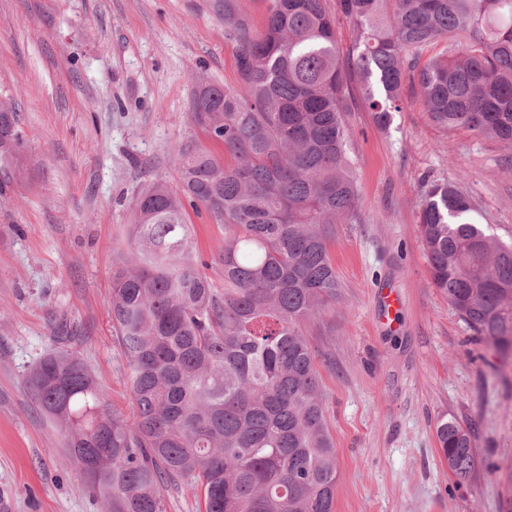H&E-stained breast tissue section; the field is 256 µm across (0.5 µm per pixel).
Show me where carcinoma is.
I'll use <instances>...</instances> for the list:
<instances>
[{
    "instance_id": "1",
    "label": "carcinoma",
    "mask_w": 512,
    "mask_h": 512,
    "mask_svg": "<svg viewBox=\"0 0 512 512\" xmlns=\"http://www.w3.org/2000/svg\"><path fill=\"white\" fill-rule=\"evenodd\" d=\"M254 30L224 0V39L241 85L202 80L190 120L231 162L178 150L180 184H145L129 251L112 270V326L133 413L111 410L74 353L43 357L27 379L65 429V448L108 512H165L180 482L198 512H333L337 461L319 354L303 328L336 303V224L355 222L358 185L343 113L357 96L381 126L402 109L413 70L431 122L512 145V0H336L353 26L342 58L324 0H267ZM444 51L417 67L423 50ZM0 125L22 140L14 104ZM224 225V287L203 273L186 206ZM433 184L419 206L431 280L475 336L512 354V240ZM448 472L469 477L472 430L443 419Z\"/></svg>"
}]
</instances>
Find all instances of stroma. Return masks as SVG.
Returning a JSON list of instances; mask_svg holds the SVG:
<instances>
[{
    "label": "stroma",
    "instance_id": "1",
    "mask_svg": "<svg viewBox=\"0 0 512 512\" xmlns=\"http://www.w3.org/2000/svg\"><path fill=\"white\" fill-rule=\"evenodd\" d=\"M202 79L240 84L218 0H0V96L25 132L0 170V512H106L26 380L47 353L75 351L129 411L112 265L142 183L178 186L184 145L224 155L189 120ZM349 107L359 217L336 227L341 293L306 330L325 362L335 512H512V364L433 287L418 228L426 186L445 182L512 238V147L434 125L410 79L388 126L359 99ZM187 221L223 284V225L192 209ZM443 417L473 430L477 465L463 483L439 455Z\"/></svg>",
    "mask_w": 512,
    "mask_h": 512
}]
</instances>
